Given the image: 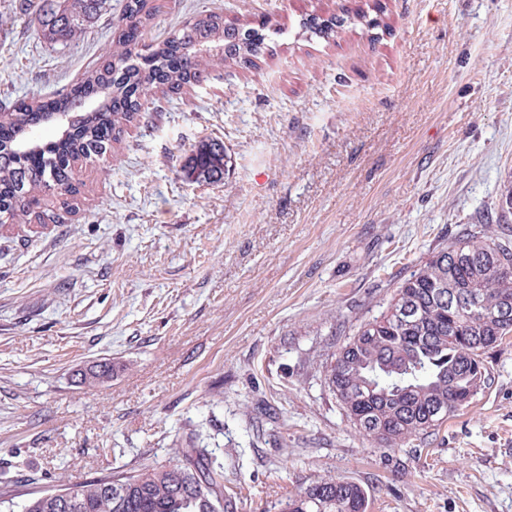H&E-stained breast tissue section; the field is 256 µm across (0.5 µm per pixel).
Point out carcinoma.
<instances>
[{"label": "carcinoma", "instance_id": "cac0c4a2", "mask_svg": "<svg viewBox=\"0 0 512 512\" xmlns=\"http://www.w3.org/2000/svg\"><path fill=\"white\" fill-rule=\"evenodd\" d=\"M112 22V48L84 74L77 88L50 101H16L0 123V224L40 217L44 192L66 214L80 193L75 163L112 151L140 122L144 102L156 93L180 95L207 67L257 66L270 51L265 26L240 25L216 12L199 14L166 39H148L158 6L123 0ZM14 14L54 46L65 47L102 16L112 0H15ZM338 20L313 16L307 27L321 37ZM53 112L76 114L64 134L29 148V131ZM232 157L219 142L199 145L190 175L222 177ZM512 240L467 233L438 251L398 287L388 310L360 326L325 366V379L346 417L365 436L396 448L411 436L440 426L459 407L435 414L454 395L477 394L488 384L481 355L512 333ZM413 311L406 318L403 310ZM306 512H367L361 486L323 478L289 496ZM224 468L207 448H184L176 460L137 472L78 483L47 503L30 498L22 512H227Z\"/></svg>", "mask_w": 512, "mask_h": 512}]
</instances>
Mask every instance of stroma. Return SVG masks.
<instances>
[{"mask_svg":"<svg viewBox=\"0 0 512 512\" xmlns=\"http://www.w3.org/2000/svg\"><path fill=\"white\" fill-rule=\"evenodd\" d=\"M0 0V106L56 97L112 41L45 43ZM160 41L204 11L287 28L259 68H210L78 162L79 208L0 226V498L168 463L190 434L233 512L318 480L367 512H512V337L490 385L432 435L384 448L323 365L467 229L512 225V0H154ZM311 13L336 15L326 38ZM378 26H369V19ZM221 141L222 181L187 173ZM112 375L93 385L95 362Z\"/></svg>","mask_w":512,"mask_h":512,"instance_id":"1","label":"stroma"}]
</instances>
